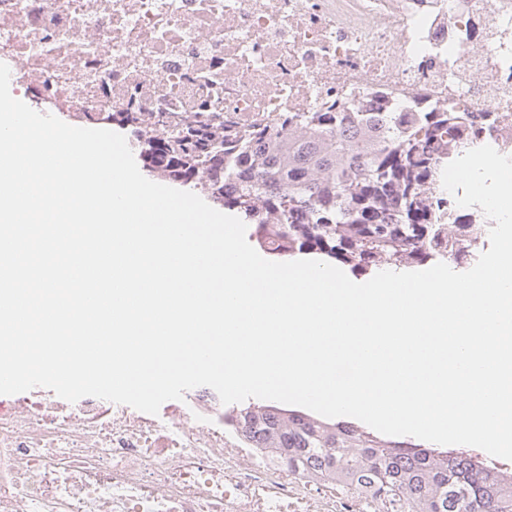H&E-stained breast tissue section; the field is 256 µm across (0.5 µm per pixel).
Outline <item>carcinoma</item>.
Returning a JSON list of instances; mask_svg holds the SVG:
<instances>
[{"mask_svg": "<svg viewBox=\"0 0 512 512\" xmlns=\"http://www.w3.org/2000/svg\"><path fill=\"white\" fill-rule=\"evenodd\" d=\"M489 114L286 112L242 124L201 115L165 135L140 112L110 120L131 127L150 175L201 187L211 203L255 225L276 256L322 253L363 271L435 259L470 263L490 225L437 221L432 191L445 163ZM242 447L307 483L327 484L380 512H512V472L477 454L382 438L276 405L224 413Z\"/></svg>", "mask_w": 512, "mask_h": 512, "instance_id": "cac0c4a2", "label": "carcinoma"}]
</instances>
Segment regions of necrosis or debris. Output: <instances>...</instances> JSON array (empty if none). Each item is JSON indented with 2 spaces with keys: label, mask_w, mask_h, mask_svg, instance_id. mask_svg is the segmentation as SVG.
Instances as JSON below:
<instances>
[{
  "label": "necrosis or debris",
  "mask_w": 512,
  "mask_h": 512,
  "mask_svg": "<svg viewBox=\"0 0 512 512\" xmlns=\"http://www.w3.org/2000/svg\"><path fill=\"white\" fill-rule=\"evenodd\" d=\"M0 62L83 117L489 112L473 146L512 156V0H0ZM237 450L209 387L155 416L32 390L0 401V512H288Z\"/></svg>",
  "instance_id": "necrosis-or-debris-1"
}]
</instances>
